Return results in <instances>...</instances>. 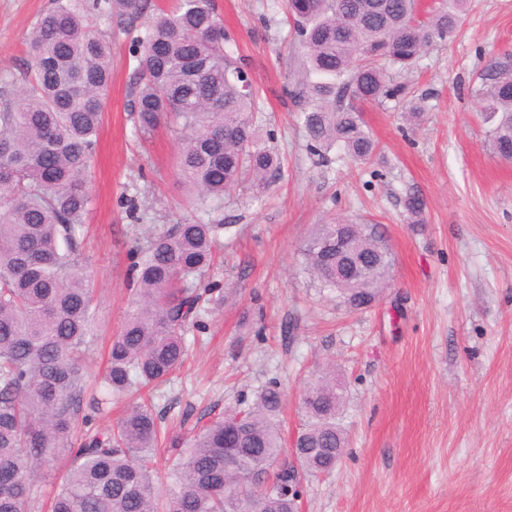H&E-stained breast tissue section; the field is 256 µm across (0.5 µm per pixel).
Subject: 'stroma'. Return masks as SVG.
Returning <instances> with one entry per match:
<instances>
[{
    "instance_id": "1",
    "label": "stroma",
    "mask_w": 512,
    "mask_h": 512,
    "mask_svg": "<svg viewBox=\"0 0 512 512\" xmlns=\"http://www.w3.org/2000/svg\"><path fill=\"white\" fill-rule=\"evenodd\" d=\"M117 25L94 18L112 48L81 252L95 305L89 385L130 296L132 253L190 211L174 173L175 135L134 136L133 41L156 8ZM259 93L256 122L283 170L262 199L237 187L205 214L224 224L205 280L203 344L155 393L164 424L191 436L200 416L252 406L279 382L282 426L304 421L306 381L332 368L346 387L338 422L347 444L330 472L305 476L301 512H512V161L493 151L471 89L512 52V0H469L462 31L431 46L402 75L406 93L365 105L380 147L367 164L333 149L318 156L288 90L299 66L285 0H215ZM52 0H0V86L22 80L25 39ZM424 112H403L410 99ZM425 221H406L410 196ZM360 215L393 264L370 308L352 312L321 291L301 250L315 224Z\"/></svg>"
}]
</instances>
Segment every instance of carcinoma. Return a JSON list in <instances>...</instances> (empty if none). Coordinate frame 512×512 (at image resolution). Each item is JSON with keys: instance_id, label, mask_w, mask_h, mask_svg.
Segmentation results:
<instances>
[{"instance_id": "cac0c4a2", "label": "carcinoma", "mask_w": 512, "mask_h": 512, "mask_svg": "<svg viewBox=\"0 0 512 512\" xmlns=\"http://www.w3.org/2000/svg\"><path fill=\"white\" fill-rule=\"evenodd\" d=\"M112 16L140 11L139 0H105ZM299 37L301 76L290 91L315 151L333 146L358 163L378 142L361 105L383 104L406 87L407 72L437 41L458 33L467 0H438L422 18L417 0H287ZM84 0H54L28 34L25 76L0 106V512H31L38 471L70 461L50 512H290L300 491L283 465L278 382L253 407L214 417L192 436L166 431L142 396L111 430L74 439L83 407L167 383L186 361L190 330L206 329L202 277L214 260L222 224L200 217L171 224L133 253V299L113 337L103 377L106 396L87 391L93 297L79 264L80 228L104 100L111 81L110 42L89 22ZM214 0H177L136 36L135 133L162 123L182 141L178 180L198 209L239 185L254 197L281 176L282 158L262 138L257 95L243 88V67L228 50ZM476 111L495 119V154L512 160V54L489 63L472 92ZM423 201L406 202L413 224ZM349 225L336 254V225ZM321 287L351 310L370 307L387 286L392 258L374 225L334 218L304 245ZM331 368L306 382L302 471L336 463L346 443L336 416L344 390ZM172 461L170 482L156 480L160 445Z\"/></svg>"}]
</instances>
